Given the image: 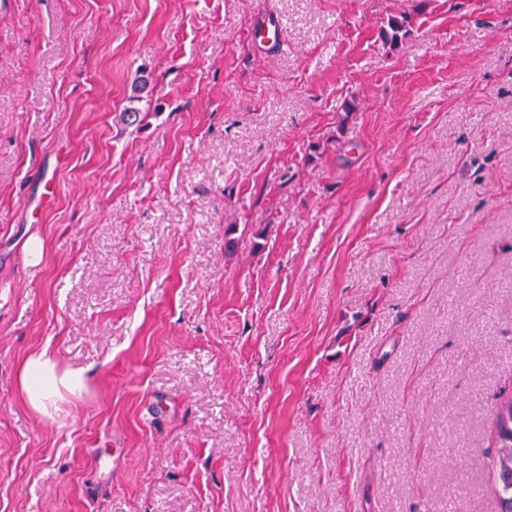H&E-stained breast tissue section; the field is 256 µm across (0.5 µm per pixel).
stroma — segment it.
Returning <instances> with one entry per match:
<instances>
[{
	"label": "stroma",
	"instance_id": "35a3bbf8",
	"mask_svg": "<svg viewBox=\"0 0 512 512\" xmlns=\"http://www.w3.org/2000/svg\"><path fill=\"white\" fill-rule=\"evenodd\" d=\"M511 397L512 0H0V512H498ZM282 24L270 17L258 15L253 20L249 31L253 46L260 52H269L282 43ZM411 18V15L402 14L388 19L389 30H385L383 34L385 45L393 50L402 42V39L410 32ZM90 380L88 369H63L54 352L45 347L31 354L21 366L18 384L27 405L40 415H50V409L65 394L80 395ZM493 431L497 439L496 456L492 460L495 490L501 512H512V400L500 406Z\"/></svg>",
	"mask_w": 512,
	"mask_h": 512
}]
</instances>
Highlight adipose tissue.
I'll return each mask as SVG.
<instances>
[{
  "label": "adipose tissue",
  "mask_w": 512,
  "mask_h": 512,
  "mask_svg": "<svg viewBox=\"0 0 512 512\" xmlns=\"http://www.w3.org/2000/svg\"><path fill=\"white\" fill-rule=\"evenodd\" d=\"M90 380L88 370L61 368L54 352L44 348L23 363L18 384L27 405L41 415L49 414L64 395H79Z\"/></svg>",
  "instance_id": "obj_1"
}]
</instances>
